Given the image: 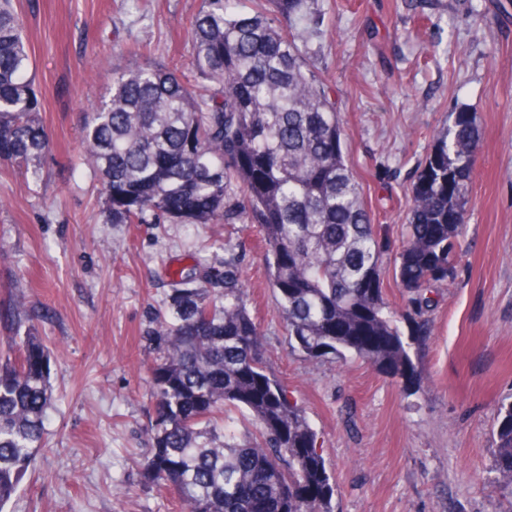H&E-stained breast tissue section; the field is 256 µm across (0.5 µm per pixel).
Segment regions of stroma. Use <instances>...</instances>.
<instances>
[{
    "mask_svg": "<svg viewBox=\"0 0 512 512\" xmlns=\"http://www.w3.org/2000/svg\"><path fill=\"white\" fill-rule=\"evenodd\" d=\"M201 0H17L51 151L39 182L0 164V298L19 288L51 349L46 443L8 512H179L147 483V336L167 268L231 242L267 360L307 413L336 512H504L494 485L499 403L512 397V0H319L304 48L336 90L350 169L389 249L393 306L411 188L455 112L481 135L454 274L436 285L417 373L293 351L256 225L108 224L87 169L81 116L109 68H186Z\"/></svg>",
    "mask_w": 512,
    "mask_h": 512,
    "instance_id": "obj_1",
    "label": "stroma"
}]
</instances>
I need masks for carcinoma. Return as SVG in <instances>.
Returning <instances> with one entry per match:
<instances>
[{"mask_svg":"<svg viewBox=\"0 0 512 512\" xmlns=\"http://www.w3.org/2000/svg\"><path fill=\"white\" fill-rule=\"evenodd\" d=\"M202 0L191 22L189 66L150 61L112 71L82 126V164L100 185L113 224L258 225L266 276L292 347L309 360L358 359L406 378L417 371L414 335L448 280L469 204L480 143L462 110L433 136L412 187L396 275L408 292L394 309L380 281L387 244L344 152L329 81L301 45L321 10L315 0ZM41 99L14 0H0V162L32 179L48 140ZM165 313L150 341L151 448L145 480L177 496L181 512H335L333 485L305 411L268 367L234 255L171 272ZM24 297L0 312L12 354L0 359V512L28 473L53 398L51 352L29 324ZM253 431L238 436L233 414ZM495 482L512 500V402L494 431Z\"/></svg>","mask_w":512,"mask_h":512,"instance_id":"obj_1","label":"carcinoma"}]
</instances>
